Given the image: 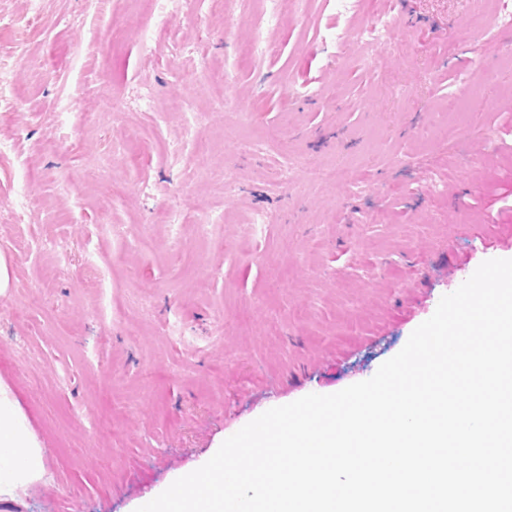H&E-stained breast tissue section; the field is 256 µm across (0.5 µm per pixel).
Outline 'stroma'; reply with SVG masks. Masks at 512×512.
<instances>
[{
	"label": "stroma",
	"mask_w": 512,
	"mask_h": 512,
	"mask_svg": "<svg viewBox=\"0 0 512 512\" xmlns=\"http://www.w3.org/2000/svg\"><path fill=\"white\" fill-rule=\"evenodd\" d=\"M282 13L250 57L246 2L162 25L140 0H0V383L46 460L0 512H136L268 409L371 378L488 253L512 259V33L487 34L488 0H360L352 26L392 23L372 53L337 43L335 0ZM452 91L480 103L448 115ZM291 157L335 174L293 189Z\"/></svg>",
	"instance_id": "stroma-1"
}]
</instances>
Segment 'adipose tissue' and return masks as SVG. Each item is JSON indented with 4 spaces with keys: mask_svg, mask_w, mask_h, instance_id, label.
I'll return each instance as SVG.
<instances>
[{
    "mask_svg": "<svg viewBox=\"0 0 512 512\" xmlns=\"http://www.w3.org/2000/svg\"><path fill=\"white\" fill-rule=\"evenodd\" d=\"M42 455L41 444L17 402L0 384V498L12 496L18 486L41 477Z\"/></svg>",
    "mask_w": 512,
    "mask_h": 512,
    "instance_id": "1",
    "label": "adipose tissue"
}]
</instances>
